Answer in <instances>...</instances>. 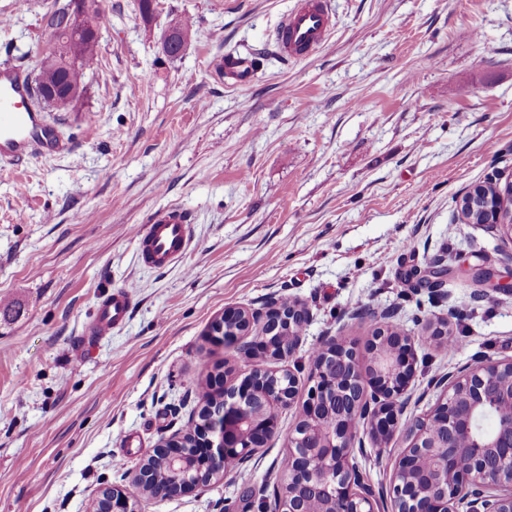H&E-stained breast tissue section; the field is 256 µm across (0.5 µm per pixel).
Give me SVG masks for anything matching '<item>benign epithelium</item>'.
I'll list each match as a JSON object with an SVG mask.
<instances>
[{"label": "benign epithelium", "mask_w": 512, "mask_h": 512, "mask_svg": "<svg viewBox=\"0 0 512 512\" xmlns=\"http://www.w3.org/2000/svg\"><path fill=\"white\" fill-rule=\"evenodd\" d=\"M99 0H80L68 11V26L78 32H99ZM74 41L55 38L42 47L39 63L48 64L63 55L74 59ZM84 94L78 86L53 93L42 91V102L57 110L72 106ZM475 282L480 292L512 295V284L479 268ZM307 307L288 308L272 302L266 308L224 309V319L240 322V330L219 336V343L233 344L251 356L257 349L285 361L301 343L310 321ZM259 324L278 333L282 325L296 328L288 343L250 339ZM323 357L312 358L311 387L303 414L289 433L288 481L277 486L266 512H304L305 499L317 501V512H378L384 495L392 498L397 512H512V359L483 361L467 366L438 381L440 396L426 414L406 424L404 453L394 468L389 492L375 490L355 461V424L375 439L387 441L397 432L396 408L404 407V390L414 374L412 337L389 336L376 331L369 345L359 350L335 336L322 340ZM370 355V367L361 360ZM265 368L250 371L237 387H226L221 405H202L205 441L195 474L185 477L188 493L226 474L229 459L249 460L278 433L277 412L295 402L298 380L283 390L263 378ZM496 411L500 424L485 433L478 421ZM188 449L180 434H172L157 447L153 459L185 469ZM105 512H138L137 501L112 488L102 492Z\"/></svg>", "instance_id": "benign-epithelium-1"}]
</instances>
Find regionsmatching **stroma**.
Here are the masks:
<instances>
[{"label": "stroma", "instance_id": "1", "mask_svg": "<svg viewBox=\"0 0 512 512\" xmlns=\"http://www.w3.org/2000/svg\"><path fill=\"white\" fill-rule=\"evenodd\" d=\"M294 2L152 0L146 17L139 0H100L84 98L44 111L69 153L0 164V512H87L112 485L140 512H260L265 485L288 479V434L325 337L361 349L385 323L414 337L402 422L434 406V379L512 358V296H476L467 274L481 263L512 282V238L457 213L469 189L512 170V0H331L328 42L287 64L269 49ZM52 3L0 0V67L35 72ZM176 22L196 33L171 57ZM263 50L249 85L214 68ZM171 204L195 238L154 272L133 229ZM439 259L443 286L416 287L409 271ZM115 288L134 296L128 325L85 335ZM283 299L311 320L277 435L187 495L134 486L199 408L200 381L253 366L209 324ZM442 320L455 352L425 340ZM358 437L360 470L388 487L404 441Z\"/></svg>", "mask_w": 512, "mask_h": 512}]
</instances>
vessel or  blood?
Wrapping results in <instances>:
<instances>
[{
	"label": "vessel or blood",
	"instance_id": "1",
	"mask_svg": "<svg viewBox=\"0 0 512 512\" xmlns=\"http://www.w3.org/2000/svg\"><path fill=\"white\" fill-rule=\"evenodd\" d=\"M335 28L328 0H297L275 30V42L286 59H303L315 54ZM226 83L249 82L256 69L250 57L228 54L218 65ZM64 146L53 127L34 107L27 77L18 68L0 70V159L16 162L38 153H56ZM139 263L163 270L177 264L193 242L188 212L171 205L155 212L135 233ZM132 309V296L122 288L105 295L96 318L89 326L101 335L124 326Z\"/></svg>",
	"mask_w": 512,
	"mask_h": 512
}]
</instances>
